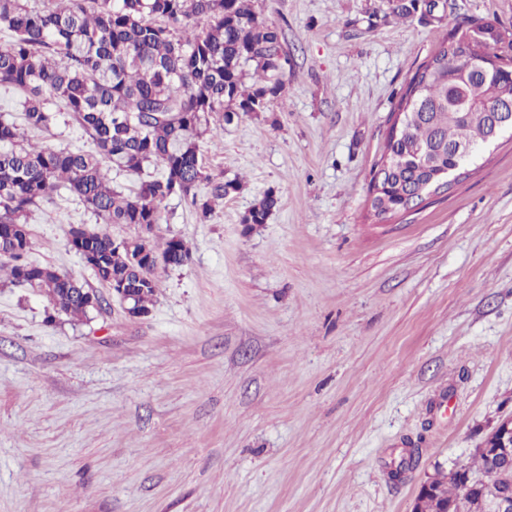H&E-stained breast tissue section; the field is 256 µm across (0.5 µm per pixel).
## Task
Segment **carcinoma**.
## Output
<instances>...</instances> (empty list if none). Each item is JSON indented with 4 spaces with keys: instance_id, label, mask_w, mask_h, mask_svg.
<instances>
[{
    "instance_id": "carcinoma-1",
    "label": "carcinoma",
    "mask_w": 512,
    "mask_h": 512,
    "mask_svg": "<svg viewBox=\"0 0 512 512\" xmlns=\"http://www.w3.org/2000/svg\"><path fill=\"white\" fill-rule=\"evenodd\" d=\"M252 0H0V85L22 97L25 126L50 127V106L71 114L95 144V151L52 149L27 142L25 132L0 119V255L11 282L44 293L53 309L83 318L84 285L70 276L28 260L30 232L21 217L59 188L78 196L103 224H138L146 234L112 248V237L82 231L71 248L95 257L92 272L105 287L133 289L136 304L150 311L157 291L155 261L180 267L190 258L184 240L159 245L149 232L159 223L162 203L173 195L188 200L200 219L213 204L240 188L236 180L213 181L200 160V142L220 137L215 115L229 123L239 113L263 112L279 97L283 83L282 34L258 19ZM491 24H458L439 37L429 58L402 87L393 113L401 114L398 138H387L385 152L371 171L370 214L384 219L439 194L432 174L454 166L443 152L425 172V150L440 144L476 145L482 119L448 117L462 97L478 111L512 103V33ZM488 56L499 67L485 77L471 76L463 57ZM256 79L246 85V68ZM159 176L143 180L126 194L112 187L106 168L139 176L150 166ZM210 185L200 196V183ZM278 198L268 191L244 218L264 224ZM477 471L464 468L433 478L431 512H488L495 492L512 486V468L476 452ZM497 471V480L477 489L479 475Z\"/></svg>"
}]
</instances>
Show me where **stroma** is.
Segmentation results:
<instances>
[{
    "instance_id": "obj_1",
    "label": "stroma",
    "mask_w": 512,
    "mask_h": 512,
    "mask_svg": "<svg viewBox=\"0 0 512 512\" xmlns=\"http://www.w3.org/2000/svg\"><path fill=\"white\" fill-rule=\"evenodd\" d=\"M254 9L284 33L285 91L202 143L240 183L208 220L162 204L152 238L191 259L157 269L150 314L56 315L0 275V512H411L512 417V139L422 209L365 218L406 79L459 22L512 32V0L407 22L388 0ZM27 137L94 148L65 112ZM25 221L29 260L97 293L70 228L143 232L63 188ZM277 204L278 198L276 195L271 191L266 192L263 197L253 205L248 215L244 218L245 223H266L269 215L276 208Z\"/></svg>"
}]
</instances>
